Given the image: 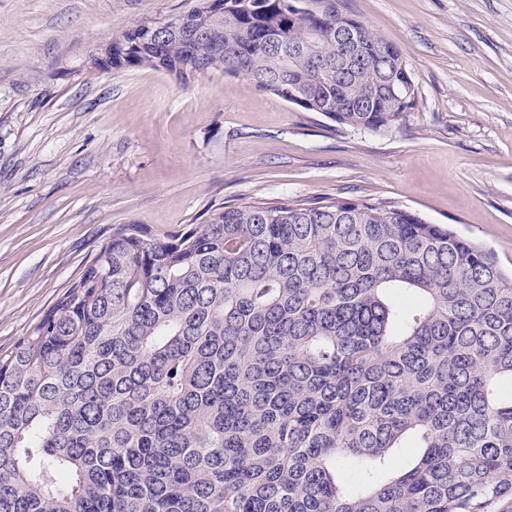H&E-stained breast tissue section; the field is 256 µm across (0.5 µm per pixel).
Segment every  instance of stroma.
<instances>
[{
	"label": "stroma",
	"mask_w": 512,
	"mask_h": 512,
	"mask_svg": "<svg viewBox=\"0 0 512 512\" xmlns=\"http://www.w3.org/2000/svg\"><path fill=\"white\" fill-rule=\"evenodd\" d=\"M194 0H0V347L113 225L163 237L222 206L372 199L448 224L512 269V0H343L401 49L414 110L330 126L216 70L101 71L98 45Z\"/></svg>",
	"instance_id": "35a3bbf8"
}]
</instances>
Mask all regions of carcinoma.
<instances>
[{
    "instance_id": "carcinoma-1",
    "label": "carcinoma",
    "mask_w": 512,
    "mask_h": 512,
    "mask_svg": "<svg viewBox=\"0 0 512 512\" xmlns=\"http://www.w3.org/2000/svg\"><path fill=\"white\" fill-rule=\"evenodd\" d=\"M207 2L158 47L111 38L112 69H221L373 131L414 108L401 51L339 0ZM509 385L512 273L444 224L288 199L115 224L0 348V512H488Z\"/></svg>"
}]
</instances>
